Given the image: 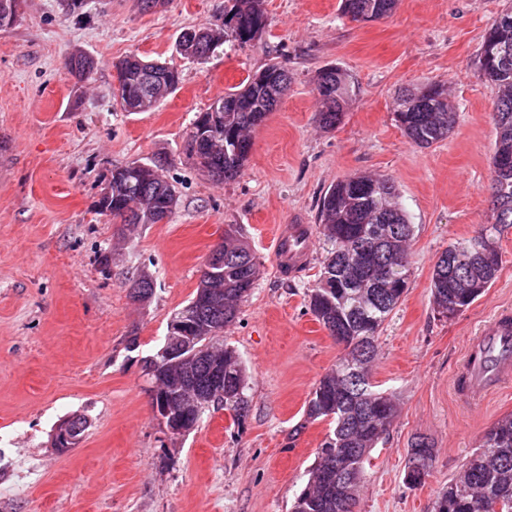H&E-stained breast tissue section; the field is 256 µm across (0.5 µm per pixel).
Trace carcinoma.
I'll list each match as a JSON object with an SVG mask.
<instances>
[{
    "label": "carcinoma",
    "instance_id": "cac0c4a2",
    "mask_svg": "<svg viewBox=\"0 0 512 512\" xmlns=\"http://www.w3.org/2000/svg\"><path fill=\"white\" fill-rule=\"evenodd\" d=\"M222 24L209 28L193 58L203 59L227 41L247 44L265 27L262 0H227ZM396 0H341V12L354 21L377 20L388 15ZM512 9L501 11L491 24L479 57L483 77L499 88L492 120L496 133L491 158V206L494 222L476 236L461 239L443 251L430 282L434 311L438 316L452 306L468 309L496 279L502 266L501 237L512 227ZM125 77L120 82L121 107L136 106L143 74L151 70L154 96L161 99L176 90L172 67L147 61L132 53L121 63ZM328 88L318 92L322 103L319 124L334 129L341 123L344 107L353 94L346 75L335 66L320 70L316 83ZM288 68L273 62L248 78L238 90L220 97L224 112L217 122H204L201 112L192 123L188 154L203 172L216 180L236 178L251 149V133L274 111L288 90ZM396 121L417 146L427 148L447 138L454 130L456 112L442 86L429 84L398 97ZM166 159L146 164L131 162L112 170L109 186L98 201L100 211L130 221L153 224L158 212H173L175 187L164 175ZM395 182L384 176L354 175L333 185L319 205L318 233L325 256L316 285L308 291V307L315 318L342 344L345 353L334 368L316 384L306 404L304 422L329 420L333 429L316 451L306 485L296 495L291 512H355L359 489L365 479V464L371 451L398 414L395 395L376 389L372 367L379 354V334L409 288L408 251L413 225L399 205ZM224 267L202 273L200 283L224 291L222 311L203 320L195 344L198 371L205 369L211 354L224 353V393L215 394L200 410L205 415L214 404L231 411L242 423L249 412L246 395L247 368L239 353L224 344L215 346L224 328L238 317L243 300L259 276L255 257L235 231L224 234L218 245ZM477 257L448 274V256ZM132 297L149 300L153 282L141 275L133 281ZM421 457L419 470H408L405 482L417 488L430 475L433 448L427 438L411 442L408 462ZM431 512H512V414L499 419L485 433L479 448L458 475L448 482L432 503Z\"/></svg>",
    "mask_w": 512,
    "mask_h": 512
}]
</instances>
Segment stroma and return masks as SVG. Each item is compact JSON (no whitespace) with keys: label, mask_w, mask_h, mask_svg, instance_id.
Returning a JSON list of instances; mask_svg holds the SVG:
<instances>
[{"label":"stroma","mask_w":512,"mask_h":512,"mask_svg":"<svg viewBox=\"0 0 512 512\" xmlns=\"http://www.w3.org/2000/svg\"><path fill=\"white\" fill-rule=\"evenodd\" d=\"M86 3L91 18L79 23L58 0H22L0 29V512H289L330 428L304 423V410L343 347L308 308L321 245L302 272L279 278L275 227L317 224L321 197L353 174L391 177L414 226L409 288L372 371L396 394L399 415L366 465L359 512H431L485 432L512 413V387L477 403L454 387L470 339L512 310V231L496 281L468 309L448 320L430 299L441 252L492 220L498 88L478 58L512 0H397L371 22L343 16L341 0H263L261 35L202 61L177 52L176 40L220 22L225 0H167L149 13L138 0ZM132 52L180 75L149 112L123 111L116 98L115 65ZM75 53L97 63L86 81L65 68ZM273 61L288 67L285 96L253 132L241 174L212 180L186 151L195 116ZM326 66L356 87L332 130L318 123L315 78ZM430 82L447 89L457 123L421 148L399 128L395 102ZM160 156L179 196L168 223L132 229L99 211L113 168ZM231 227L260 270L222 336L248 368L250 411L237 426L212 408L173 437L154 413L143 360L162 347ZM143 271L154 294L139 302L131 282ZM75 414L88 427L58 451L52 435ZM417 436L434 448L431 475L410 488Z\"/></svg>","instance_id":"stroma-1"}]
</instances>
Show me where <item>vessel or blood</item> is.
<instances>
[{
    "mask_svg": "<svg viewBox=\"0 0 512 512\" xmlns=\"http://www.w3.org/2000/svg\"><path fill=\"white\" fill-rule=\"evenodd\" d=\"M275 240L276 272L291 276L305 264L312 250V229L307 224H281ZM457 381L461 393L471 400L512 383L511 311L498 313L469 344Z\"/></svg>",
    "mask_w": 512,
    "mask_h": 512,
    "instance_id": "vessel-or-blood-1",
    "label": "vessel or blood"
}]
</instances>
